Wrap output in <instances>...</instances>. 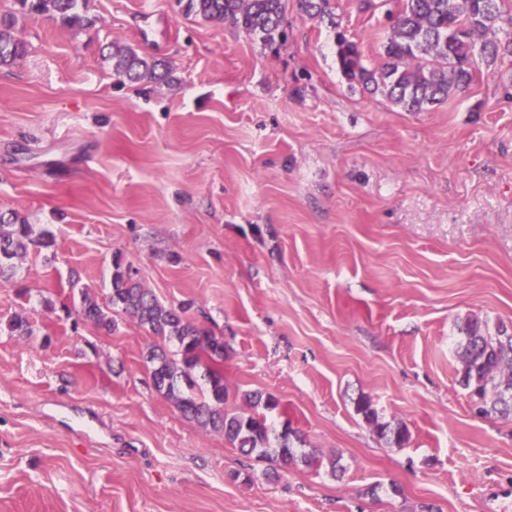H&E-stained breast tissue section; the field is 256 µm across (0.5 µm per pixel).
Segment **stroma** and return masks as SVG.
Wrapping results in <instances>:
<instances>
[{"label":"stroma","instance_id":"35a3bbf8","mask_svg":"<svg viewBox=\"0 0 512 512\" xmlns=\"http://www.w3.org/2000/svg\"><path fill=\"white\" fill-rule=\"evenodd\" d=\"M335 4L377 65L383 9ZM5 12L28 52L0 69V213L54 244L0 284L32 329H0V512H512V418L473 413L456 354L468 316L512 330V61L406 112L349 89L296 0L272 47L173 0H86L76 30ZM111 43L169 78L118 82ZM117 253L223 336L228 411L274 395L271 428L342 475L243 457L155 391L148 331L82 322L71 281L105 300ZM355 410L356 413L372 427L374 433H376L380 439L398 448L403 447L409 441L410 434L407 426L402 423H397L392 426L390 423L382 422L368 395L363 393L358 395L355 400Z\"/></svg>","mask_w":512,"mask_h":512}]
</instances>
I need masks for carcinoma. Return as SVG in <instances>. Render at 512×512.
I'll return each mask as SVG.
<instances>
[{"label":"carcinoma","instance_id":"carcinoma-1","mask_svg":"<svg viewBox=\"0 0 512 512\" xmlns=\"http://www.w3.org/2000/svg\"><path fill=\"white\" fill-rule=\"evenodd\" d=\"M28 14L46 16L60 25L84 28L92 24L80 11V0H15ZM180 13L211 23H227L265 45L288 40L284 24L287 0H174ZM310 19L334 33L336 67L349 87L379 93L405 112H428L451 96L465 91L481 66L490 67L512 57V31L499 37L504 26L512 28V14L503 10V0H398V8L385 10L390 21L383 45L384 61L370 68L359 45L349 40L336 21L334 0H297ZM16 15H0V67L15 64L26 53L14 28ZM112 72L130 83L157 80L168 75L169 64L139 55L128 46H112L108 54ZM54 244L48 231L36 232L17 212L0 214V283H11L16 261L31 249ZM123 313L146 328L159 342L150 345L145 359L152 365L154 388L171 400L182 416L204 430L224 435V440L245 456L256 455L272 463L292 464L301 460L313 468L322 465L314 453L296 455L285 428L277 445L270 446V427L258 409L274 411L279 400L260 391L244 395L247 410L224 409V337L190 321L181 306L166 305L136 279L121 254L112 258L111 292L100 303L88 292L81 293L78 315L83 321L112 331L115 316ZM4 329L15 336H28L31 325L23 311L14 312ZM464 340L458 345L459 383L469 391L480 415H512V333L504 328L489 334L476 318L464 324ZM174 340V352L164 341ZM355 410L374 433L398 448L409 441L403 423L380 420L371 398L363 393Z\"/></svg>","mask_w":512,"mask_h":512}]
</instances>
